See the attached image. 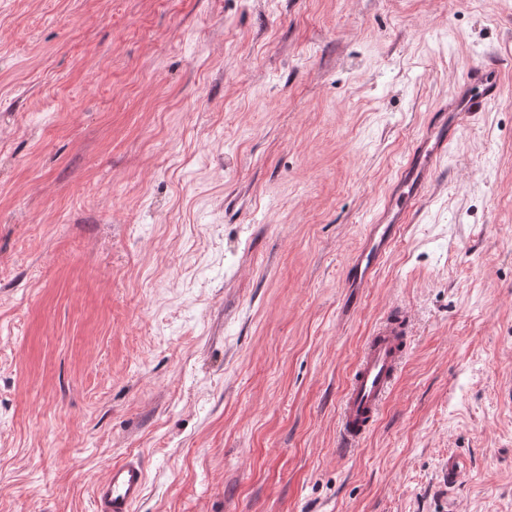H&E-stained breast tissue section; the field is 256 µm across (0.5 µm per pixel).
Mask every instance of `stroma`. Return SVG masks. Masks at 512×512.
<instances>
[{
	"label": "stroma",
	"mask_w": 512,
	"mask_h": 512,
	"mask_svg": "<svg viewBox=\"0 0 512 512\" xmlns=\"http://www.w3.org/2000/svg\"><path fill=\"white\" fill-rule=\"evenodd\" d=\"M512 0H0V512H512V67L344 271ZM409 352L353 452L349 375ZM457 484L441 478L449 458ZM407 314L387 315L367 340L346 386L338 415L339 439L352 448L376 423L406 352ZM146 484V472L137 458L114 462L105 477L92 488L93 511L131 512L142 498Z\"/></svg>",
	"instance_id": "stroma-1"
}]
</instances>
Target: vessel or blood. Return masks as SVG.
Instances as JSON below:
<instances>
[{
    "label": "vessel or blood",
    "instance_id": "vessel-or-blood-1",
    "mask_svg": "<svg viewBox=\"0 0 512 512\" xmlns=\"http://www.w3.org/2000/svg\"><path fill=\"white\" fill-rule=\"evenodd\" d=\"M498 76L493 68L476 71L455 101L444 107L440 119L427 134L412 144L398 179L399 190L385 204L382 223L370 225L364 245L346 268V287H369L402 224L432 183L440 159L456 138L462 122L485 103L500 98ZM406 319L403 312L386 316L384 324L367 340L346 386L338 415L343 447H353L377 421L406 352ZM146 484V472L137 458L114 462L105 477L92 488L93 512H131L142 498Z\"/></svg>",
    "mask_w": 512,
    "mask_h": 512
}]
</instances>
